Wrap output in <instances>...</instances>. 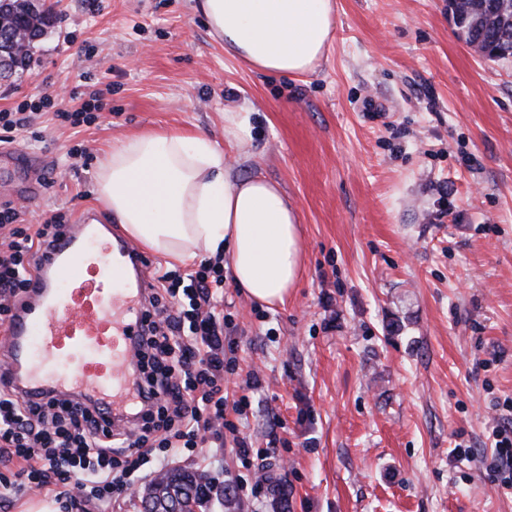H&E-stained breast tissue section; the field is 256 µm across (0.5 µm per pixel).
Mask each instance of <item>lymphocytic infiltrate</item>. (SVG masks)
Listing matches in <instances>:
<instances>
[{
  "instance_id": "1",
  "label": "lymphocytic infiltrate",
  "mask_w": 512,
  "mask_h": 512,
  "mask_svg": "<svg viewBox=\"0 0 512 512\" xmlns=\"http://www.w3.org/2000/svg\"><path fill=\"white\" fill-rule=\"evenodd\" d=\"M18 212L0 209V324L26 297L40 253L64 231L60 224L18 226ZM149 299L150 323L132 359L136 401L133 428L119 427L91 400L78 395L35 397L0 375V458L23 467L0 481V496L55 479L65 492L80 488L89 500L107 501L135 487L145 467L210 437L231 433L236 458L250 466L253 448L226 411L245 415L246 395L228 399L224 380L233 373L227 350L224 261L202 260L195 271L155 273Z\"/></svg>"
}]
</instances>
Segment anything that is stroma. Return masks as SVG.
Wrapping results in <instances>:
<instances>
[{"instance_id":"1","label":"stroma","mask_w":512,"mask_h":512,"mask_svg":"<svg viewBox=\"0 0 512 512\" xmlns=\"http://www.w3.org/2000/svg\"><path fill=\"white\" fill-rule=\"evenodd\" d=\"M196 0H50L56 22L0 111L49 96L15 135L41 164L29 224L100 209L96 173L144 131L224 139L247 108L234 173L276 184L299 216L301 269L284 304L224 283L237 377L257 372L241 425L262 478L256 512H512L482 466L512 401V58L459 38L448 0H335L314 72L258 71L213 40ZM111 88L80 131L57 125ZM471 447L457 462L455 445ZM168 467L233 486L224 443ZM251 130V112L240 108L238 111L224 112V148H234L242 144Z\"/></svg>"}]
</instances>
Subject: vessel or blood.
Listing matches in <instances>:
<instances>
[{
  "label": "vessel or blood",
  "mask_w": 512,
  "mask_h": 512,
  "mask_svg": "<svg viewBox=\"0 0 512 512\" xmlns=\"http://www.w3.org/2000/svg\"><path fill=\"white\" fill-rule=\"evenodd\" d=\"M39 263L28 298L0 325L12 373L28 390L85 394L109 415L123 414L145 328L148 258L93 214L71 225Z\"/></svg>",
  "instance_id": "1"
}]
</instances>
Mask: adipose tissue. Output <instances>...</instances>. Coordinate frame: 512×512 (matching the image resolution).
Listing matches in <instances>:
<instances>
[{
	"instance_id": "obj_1",
	"label": "adipose tissue",
	"mask_w": 512,
	"mask_h": 512,
	"mask_svg": "<svg viewBox=\"0 0 512 512\" xmlns=\"http://www.w3.org/2000/svg\"><path fill=\"white\" fill-rule=\"evenodd\" d=\"M225 52L280 76L314 71L333 37L332 0H200ZM251 112L224 114V141L201 133L143 132L114 145L96 180L100 201L127 234L183 264L198 251L223 255L251 299L283 302L300 270L298 215L277 185L242 178L226 149L250 135Z\"/></svg>"
}]
</instances>
